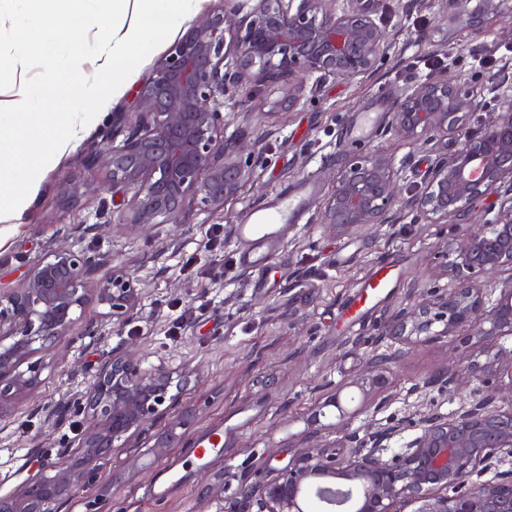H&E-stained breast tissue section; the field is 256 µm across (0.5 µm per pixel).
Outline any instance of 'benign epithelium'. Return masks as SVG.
Segmentation results:
<instances>
[{"label":"benign epithelium","mask_w":512,"mask_h":512,"mask_svg":"<svg viewBox=\"0 0 512 512\" xmlns=\"http://www.w3.org/2000/svg\"><path fill=\"white\" fill-rule=\"evenodd\" d=\"M192 26L137 90V117L129 125L119 115L104 135L105 145L90 153V168L107 171L112 193L123 196L116 223L146 230L178 224L194 200L222 207L236 197L252 172L242 163L257 142L241 134L224 137V107L242 93L269 84L284 86V106L303 96V79L348 81L376 73L394 51L393 35L379 21L381 0H234ZM500 103L476 132L463 133L477 111L473 91L435 77L409 87L391 120L395 134L412 143L463 136L456 150L430 169L422 193L405 199L394 160L381 150L353 155L336 170L321 223L334 236L368 224H387L394 207L423 224L465 220L475 200L492 191L494 217L473 226L461 244L447 251L453 277L450 293L396 312L385 335L402 344L455 336L463 327L483 342L512 336V283L485 306L477 278L512 266V66L482 77ZM138 279L111 265L103 255L56 249L27 270L20 287L0 290V401L25 400L44 383V354L62 338L95 336L98 326L78 312L88 297L106 307L117 325L130 321L140 305ZM442 323L440 330L433 329ZM483 364L463 367L468 380L491 374L497 385L469 408L449 418L427 417L421 434L385 460L386 431L345 432L335 447L298 454L273 478L242 488L258 512H310L307 493L316 488L330 503L356 492L352 512H397L401 502L417 512H512V474L502 472L479 485L471 482L489 460L512 455V350L487 349ZM192 371L186 367H140L132 352L108 358L78 404L85 428L61 460L0 495V512H56L72 499L84 478L112 461L117 443L150 429L170 415L156 438L161 458L184 438L187 418L173 414ZM361 393L356 412L368 410L390 387L387 360L372 362L350 383ZM505 406L493 405L497 397ZM344 414L341 390L312 411L321 425L325 408Z\"/></svg>","instance_id":"1"}]
</instances>
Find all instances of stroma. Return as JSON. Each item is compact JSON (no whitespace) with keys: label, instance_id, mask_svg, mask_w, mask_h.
I'll list each match as a JSON object with an SVG mask.
<instances>
[{"label":"stroma","instance_id":"1","mask_svg":"<svg viewBox=\"0 0 512 512\" xmlns=\"http://www.w3.org/2000/svg\"><path fill=\"white\" fill-rule=\"evenodd\" d=\"M405 0H386L381 21L396 38L392 54L374 76L349 81L327 80L304 104L277 111L282 94L270 86L254 100L224 112L226 133L243 131L261 138L251 160L258 188H244L224 208L192 203L180 223L134 230L113 226L118 200L105 173L89 172L86 157L117 112L131 111L132 91L146 82L169 52L170 42L154 49L125 81L122 93L108 100L96 122L68 151L47 167L20 223H0V287H19L27 266L58 248L106 254L138 277L141 303L126 325L104 321L103 306L88 299L83 318L99 323L97 336L79 344L61 340L47 357L46 380L34 398L0 402V494L14 490L30 474L54 463L81 434L77 401L110 356L135 350L142 368L160 364L190 366L191 376L178 409L190 422L188 441L211 432L224 436V452L206 468L188 462L183 448L154 459L152 446L165 420L151 433L130 438L115 449L112 462L95 481L81 485L59 512H84L87 502L106 495L111 512H242V484L275 477L278 470L312 442L334 443L327 429L312 437L307 422L313 405L340 391L353 418L351 431L393 430L383 452L391 458L421 432L430 416L449 417L488 387L478 381L449 384L459 356L486 360V345L459 335L401 345L383 334L384 321L410 301L448 294L453 286L443 275L445 246L457 245L470 224H419L411 212L397 213L393 223L370 224L337 237L320 222V206L331 190L336 170L355 150H383L401 171L405 193L422 191L432 163L453 152L454 138L413 145L395 136L391 109L405 90L432 76L461 78L477 101L488 94L479 77L512 63V14L483 16L471 26L463 15L444 11L435 0H420L404 11ZM387 107L370 137L351 146L349 117L372 112L377 99ZM313 175L319 189L307 220L284 227L265 273L240 265L243 243L234 227L274 193ZM94 181L95 192L64 207L63 183ZM223 226L217 250L207 248L214 226ZM380 264L400 272L397 286L383 296L360 322L338 323L339 306L358 288L363 275ZM389 357L391 385L385 397L357 413L360 394L352 385L375 357ZM249 418L239 429L230 418ZM139 468H131V460ZM181 468L183 479L161 500L150 489L158 472Z\"/></svg>","mask_w":512,"mask_h":512}]
</instances>
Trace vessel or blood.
<instances>
[{"label": "vessel or blood", "mask_w": 512, "mask_h": 512, "mask_svg": "<svg viewBox=\"0 0 512 512\" xmlns=\"http://www.w3.org/2000/svg\"><path fill=\"white\" fill-rule=\"evenodd\" d=\"M318 189L314 178H307L295 188L283 189L270 203L254 209L236 224L235 233L245 245L241 259L246 267L264 271L272 258L271 245L284 225L301 223ZM397 282L391 267L380 265L364 276L357 292L341 307L339 318L346 325L357 324L373 302L387 294ZM221 433H213L191 443L187 455L193 463H204L223 451Z\"/></svg>", "instance_id": "vessel-or-blood-1"}]
</instances>
